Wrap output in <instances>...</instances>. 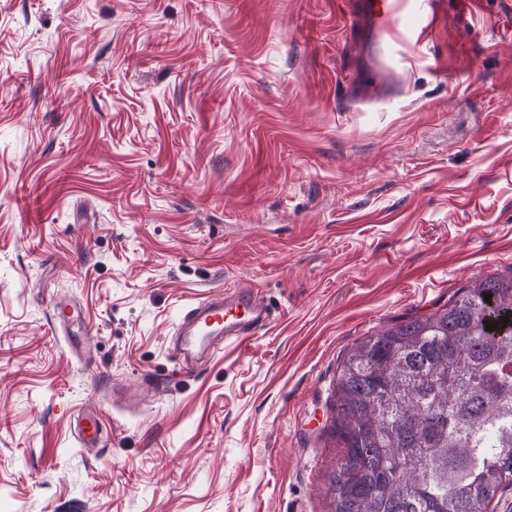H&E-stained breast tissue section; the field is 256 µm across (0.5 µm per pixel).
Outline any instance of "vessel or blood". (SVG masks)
Wrapping results in <instances>:
<instances>
[{
  "label": "vessel or blood",
  "instance_id": "1",
  "mask_svg": "<svg viewBox=\"0 0 512 512\" xmlns=\"http://www.w3.org/2000/svg\"><path fill=\"white\" fill-rule=\"evenodd\" d=\"M272 320L268 306L249 288H237L224 295L211 294L187 306L180 316L175 336L176 351L189 358L221 351L224 341L240 344L254 329Z\"/></svg>",
  "mask_w": 512,
  "mask_h": 512
}]
</instances>
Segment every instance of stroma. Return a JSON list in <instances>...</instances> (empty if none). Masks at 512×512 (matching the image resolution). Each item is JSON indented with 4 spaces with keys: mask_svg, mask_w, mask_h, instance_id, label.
<instances>
[{
    "mask_svg": "<svg viewBox=\"0 0 512 512\" xmlns=\"http://www.w3.org/2000/svg\"><path fill=\"white\" fill-rule=\"evenodd\" d=\"M380 41L369 0H0V512H332L349 349L512 270V0L405 8L381 93ZM241 285L273 321L176 359Z\"/></svg>",
    "mask_w": 512,
    "mask_h": 512,
    "instance_id": "stroma-1",
    "label": "stroma"
}]
</instances>
